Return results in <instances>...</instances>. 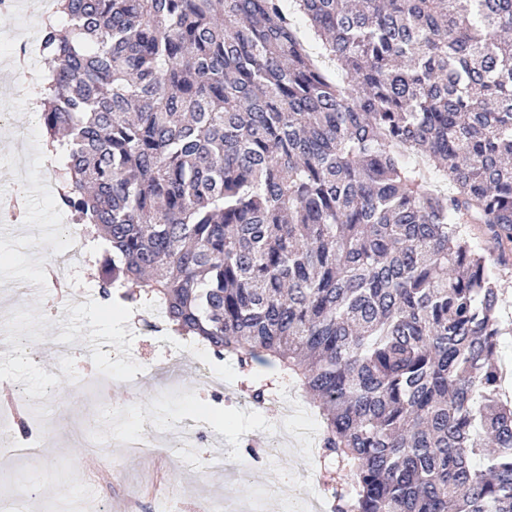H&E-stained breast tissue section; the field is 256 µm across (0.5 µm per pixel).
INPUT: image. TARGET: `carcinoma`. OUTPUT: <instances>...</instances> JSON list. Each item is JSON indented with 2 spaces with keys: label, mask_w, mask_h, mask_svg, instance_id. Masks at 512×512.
<instances>
[{
  "label": "carcinoma",
  "mask_w": 512,
  "mask_h": 512,
  "mask_svg": "<svg viewBox=\"0 0 512 512\" xmlns=\"http://www.w3.org/2000/svg\"><path fill=\"white\" fill-rule=\"evenodd\" d=\"M39 119L116 308L304 391L332 512H512V0H54ZM475 224V247L463 225ZM505 272L506 275L500 282L504 298L500 316L507 334L499 338L498 363L506 373V377H509L507 383L512 385V332L510 333L512 329V266Z\"/></svg>",
  "instance_id": "carcinoma-1"
}]
</instances>
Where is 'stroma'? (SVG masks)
<instances>
[{"label":"stroma","mask_w":512,"mask_h":512,"mask_svg":"<svg viewBox=\"0 0 512 512\" xmlns=\"http://www.w3.org/2000/svg\"><path fill=\"white\" fill-rule=\"evenodd\" d=\"M23 35L17 15L0 14V109L9 122L0 129V154L7 165L0 168V190L30 191L26 225L56 226L62 213L54 205V195L42 185V172L49 162L43 150L45 133L31 102L40 98L44 82L41 61L28 60V74L16 75L11 67ZM60 234L47 238L22 236L16 228L0 230V287L5 303L0 315L8 324L23 323L32 331L25 347L27 365L9 358L0 371L9 382L0 385V401L22 399L27 413L51 411L55 421L49 447L34 460L0 458V483L11 491L30 486L32 497L22 499V512H83L86 503H103L105 512H151L154 499H167L174 512H198L200 502L222 495L245 503L264 497L270 512H275L288 489H299L304 475L315 478L308 494L317 486L326 492L339 488L342 475L334 464L324 461L319 449L291 445L275 455L269 466L254 468L243 477L239 468L263 453L277 433L287 431L289 422L319 430L320 420L293 386L278 388L275 398L258 408L227 399L223 390L239 391L238 372L232 361L224 363V388L200 385L193 357L184 356L174 368V388L156 379L135 386L123 381L111 384L106 395L95 385L73 389L75 376L94 375L112 370V354L100 351L94 364H87L80 345L84 334L108 337L117 345L129 344L136 350L140 365L160 368L169 361L162 343L151 335L130 338L129 328L119 314H106L100 302L87 294L98 281L94 263L81 264L69 288L63 293L47 290L43 296L25 297L21 288L40 280L44 260L65 249ZM69 340L67 357L53 358L39 347L48 336ZM196 421L208 435L207 442L193 448L192 457L202 460L213 451L216 439L224 441V456L234 472H214L201 482L184 459L165 453L149 457L127 455L123 436L138 426H159L174 420ZM113 470L112 482L98 481L100 472Z\"/></svg>","instance_id":"1"}]
</instances>
